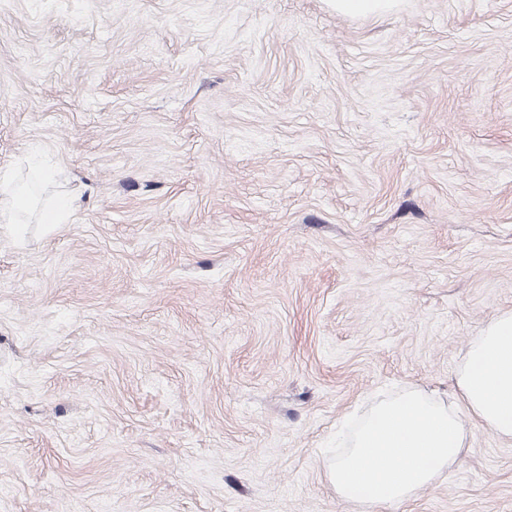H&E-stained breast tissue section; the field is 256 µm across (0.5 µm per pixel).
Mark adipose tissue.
I'll list each match as a JSON object with an SVG mask.
<instances>
[{
  "label": "adipose tissue",
  "mask_w": 512,
  "mask_h": 512,
  "mask_svg": "<svg viewBox=\"0 0 512 512\" xmlns=\"http://www.w3.org/2000/svg\"><path fill=\"white\" fill-rule=\"evenodd\" d=\"M512 440V312L468 344L452 402L407 389L360 419L348 449L326 467L338 499L375 507L430 487L468 446L471 425Z\"/></svg>",
  "instance_id": "adipose-tissue-1"
}]
</instances>
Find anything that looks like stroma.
<instances>
[{
    "instance_id": "obj_1",
    "label": "stroma",
    "mask_w": 512,
    "mask_h": 512,
    "mask_svg": "<svg viewBox=\"0 0 512 512\" xmlns=\"http://www.w3.org/2000/svg\"><path fill=\"white\" fill-rule=\"evenodd\" d=\"M26 171L0 512H371L325 475L346 415L452 395L512 312V0H0ZM388 512H512V440ZM394 0H334L336 10L351 15L378 12L389 8Z\"/></svg>"
}]
</instances>
